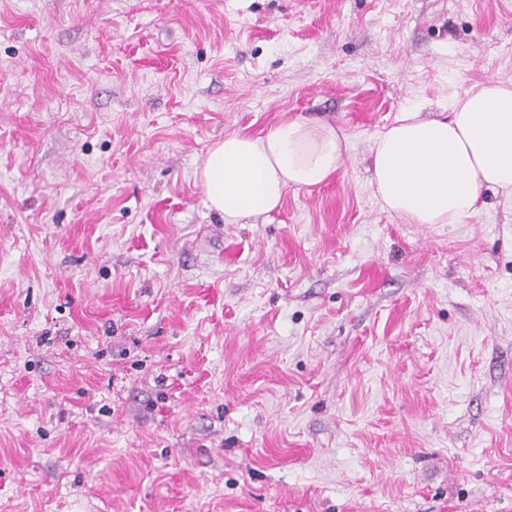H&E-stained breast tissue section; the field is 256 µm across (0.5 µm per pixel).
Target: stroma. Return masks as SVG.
Instances as JSON below:
<instances>
[{
  "instance_id": "1",
  "label": "stroma",
  "mask_w": 512,
  "mask_h": 512,
  "mask_svg": "<svg viewBox=\"0 0 512 512\" xmlns=\"http://www.w3.org/2000/svg\"><path fill=\"white\" fill-rule=\"evenodd\" d=\"M512 80V0H0V512H512V198L408 224L372 136ZM305 116L340 170L196 177ZM348 147L341 129L299 116L260 137L225 134L208 149L198 176L208 207L239 224L275 210L290 187L324 183Z\"/></svg>"
}]
</instances>
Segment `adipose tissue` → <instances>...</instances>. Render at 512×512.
I'll use <instances>...</instances> for the list:
<instances>
[{"mask_svg":"<svg viewBox=\"0 0 512 512\" xmlns=\"http://www.w3.org/2000/svg\"><path fill=\"white\" fill-rule=\"evenodd\" d=\"M347 135L304 117L260 137L237 132L207 151L198 173L225 223L268 214L288 188L324 183L341 167ZM370 184L383 209L410 224H463L483 191L512 195V81L491 79L454 98L448 116L413 109L375 133Z\"/></svg>","mask_w":512,"mask_h":512,"instance_id":"obj_1","label":"adipose tissue"}]
</instances>
